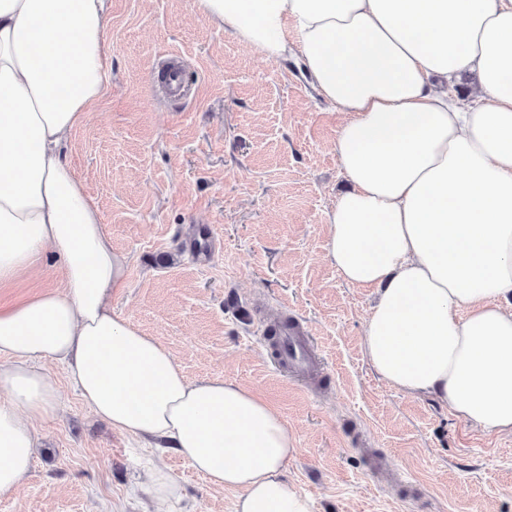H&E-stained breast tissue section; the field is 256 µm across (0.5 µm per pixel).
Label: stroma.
<instances>
[{
  "instance_id": "obj_1",
  "label": "stroma",
  "mask_w": 512,
  "mask_h": 512,
  "mask_svg": "<svg viewBox=\"0 0 512 512\" xmlns=\"http://www.w3.org/2000/svg\"><path fill=\"white\" fill-rule=\"evenodd\" d=\"M107 40V86L68 160L129 258L112 308L190 380L236 382L284 416L296 446L284 475L314 512H512V433L387 385L364 356L377 292L347 285L326 257V212L346 187L343 117L299 58L266 60L195 0H112ZM171 54L191 87L182 100L156 92ZM286 319L309 333L313 374L267 353L260 329ZM42 366L59 410L40 423L33 467L0 495V512H234L235 492L113 432L63 364ZM159 463L179 498L143 495Z\"/></svg>"
}]
</instances>
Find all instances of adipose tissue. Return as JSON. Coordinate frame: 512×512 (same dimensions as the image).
Instances as JSON below:
<instances>
[{"label": "adipose tissue", "mask_w": 512, "mask_h": 512, "mask_svg": "<svg viewBox=\"0 0 512 512\" xmlns=\"http://www.w3.org/2000/svg\"><path fill=\"white\" fill-rule=\"evenodd\" d=\"M111 0H0V285L61 259L63 286L0 306V494L30 471L58 408L44 360L114 430L180 455L235 512H313L282 472L284 417L249 389L189 380L110 305L129 260L68 162L106 89ZM265 59L299 48L345 114L350 182L326 213L327 259L379 298L375 372L487 431L512 432V0H196ZM470 98L448 88L460 74Z\"/></svg>", "instance_id": "ef3b65f1"}]
</instances>
